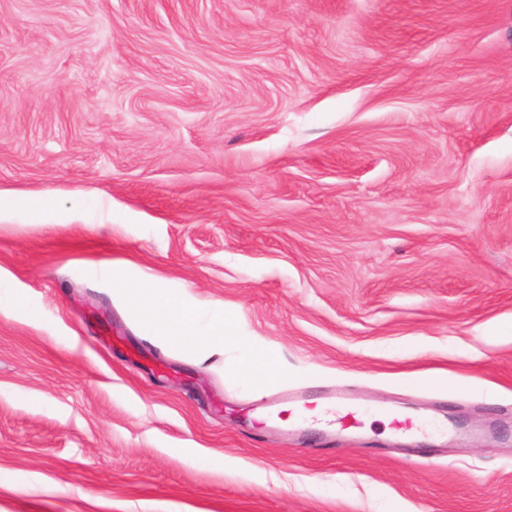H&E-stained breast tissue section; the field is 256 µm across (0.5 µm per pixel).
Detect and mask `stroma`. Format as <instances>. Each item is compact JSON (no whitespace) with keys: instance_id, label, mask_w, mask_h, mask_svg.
<instances>
[{"instance_id":"35a3bbf8","label":"stroma","mask_w":512,"mask_h":512,"mask_svg":"<svg viewBox=\"0 0 512 512\" xmlns=\"http://www.w3.org/2000/svg\"><path fill=\"white\" fill-rule=\"evenodd\" d=\"M0 191V512H512V0H0ZM115 290L123 293L146 335H162L197 350L215 342L237 346L233 315L224 306L203 309L163 288L151 277L129 280L107 269ZM0 312H21L34 317L39 311L38 305L29 297L18 294L13 288L4 287L0 280ZM256 366H260L262 376L268 382H279L284 378L283 372L266 351H255L237 370V378L243 383L253 382L256 376Z\"/></svg>"}]
</instances>
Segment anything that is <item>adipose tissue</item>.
<instances>
[{
    "mask_svg": "<svg viewBox=\"0 0 512 512\" xmlns=\"http://www.w3.org/2000/svg\"><path fill=\"white\" fill-rule=\"evenodd\" d=\"M111 280L115 289L125 295L146 335H161L182 347L198 350L216 342L238 345L234 317L223 307L195 306L148 276L129 280L115 274Z\"/></svg>",
    "mask_w": 512,
    "mask_h": 512,
    "instance_id": "obj_1",
    "label": "adipose tissue"
}]
</instances>
